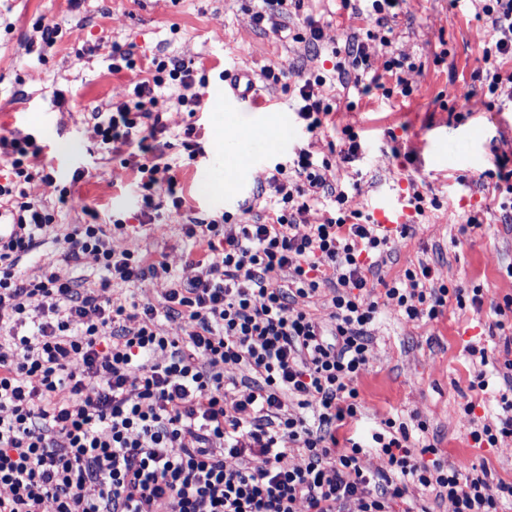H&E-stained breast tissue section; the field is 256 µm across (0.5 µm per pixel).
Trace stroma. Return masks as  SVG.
<instances>
[{
    "mask_svg": "<svg viewBox=\"0 0 512 512\" xmlns=\"http://www.w3.org/2000/svg\"><path fill=\"white\" fill-rule=\"evenodd\" d=\"M257 0H161L146 10L141 0H0V135L16 132L34 136L51 164L52 183L34 180L29 189L56 213L55 234L71 225L89 223L87 209L111 227L114 219L134 223L143 204V190L133 167L100 145L93 132L97 108L119 102V94L149 78L153 60L179 58L191 63L194 75L205 78L198 112L178 106L174 90L161 88L157 110L165 127L151 144L173 166L186 200L174 210L162 190L152 203L158 223L132 237H113L115 249L136 247L151 259L163 260L182 271L192 250L183 224L199 218L265 222L267 208L277 201L271 177L279 163L310 146L317 158L329 160L336 182L348 199L346 209L368 216L378 193L411 196L420 191L423 213L408 210L407 236L395 237L378 273L393 280L412 264L433 268L448 287H478L481 308L458 309L448 304L435 320L406 321L394 308L381 309L372 333L370 360L358 380L363 417L355 436L370 442L382 417L418 416L426 436L451 467L483 466L512 482V438L497 446H478L470 436V421L461 405L476 404L475 419H493L497 391L503 381L491 377L487 391L471 389L473 364L469 345L486 348L497 358L503 341L489 336L492 303L512 295V221H505L492 184L483 171L494 163V146L512 144V101L500 99L486 107L475 73L483 67L482 47L490 23L476 17L474 7H452L450 0H408L406 8L389 17L392 45L381 51L370 35L375 27L366 15L344 6L343 0H305L300 11L277 16L276 28L256 25ZM56 26L54 46L34 52L41 35L37 21ZM321 27L320 44L309 40L310 26ZM357 38L370 56L369 68L353 64L346 53L348 38ZM131 47L135 69L113 71L112 46ZM406 56L400 76L385 72L388 54ZM346 70L344 82L329 87L333 112L322 133L307 138L287 106L301 75L326 72L334 63ZM272 69L274 79L263 72ZM243 69L253 73L259 93L278 99L268 112L231 110L224 102V75ZM379 74L370 84V74ZM408 81L404 94L398 78ZM362 113L364 123L350 124L348 112ZM277 125L283 136L263 137L260 129ZM353 125L362 151L349 163L337 149L342 130ZM195 127L199 154L184 146L183 131ZM255 131L251 141L237 139L242 129ZM229 143L241 152L240 173L224 181V161L211 151ZM402 154L393 157L392 146ZM85 176L73 181L74 170ZM70 188L86 210L63 207L59 191ZM481 228L467 229L471 214ZM19 270L27 278L54 271L83 287L98 282L93 257L65 261L60 244L49 241L24 258Z\"/></svg>",
    "mask_w": 512,
    "mask_h": 512,
    "instance_id": "stroma-1",
    "label": "stroma"
}]
</instances>
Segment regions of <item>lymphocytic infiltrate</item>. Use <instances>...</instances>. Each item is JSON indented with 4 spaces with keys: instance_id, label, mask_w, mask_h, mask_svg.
<instances>
[{
    "instance_id": "1",
    "label": "lymphocytic infiltrate",
    "mask_w": 512,
    "mask_h": 512,
    "mask_svg": "<svg viewBox=\"0 0 512 512\" xmlns=\"http://www.w3.org/2000/svg\"><path fill=\"white\" fill-rule=\"evenodd\" d=\"M491 22L482 48L485 95L512 96V0H471ZM177 85L181 106H199L191 65L157 62L126 101L98 111L103 145L144 153L142 188H174L170 163L150 157L161 130L157 88ZM326 79L303 78L291 107L308 134L332 106ZM43 149L29 135L0 137L15 180L0 184L16 233L0 242V512H415L410 488L435 492L451 512H501L512 483L484 468L447 467L434 444L414 449L397 417L371 444L339 438L362 416L356 382L369 363L368 332L381 302L409 321L436 319L448 302L479 305L480 289L436 284L412 265L373 298L369 276L391 238L360 212L325 216L296 233L329 187V162L296 152L295 185L277 184L265 224L192 221L199 247L183 274L137 249L112 246L124 233L78 224L66 259L93 256L98 288L55 272L22 277L21 259L46 242L55 216L27 190ZM171 279L161 304L101 298L113 282ZM321 297L328 322L294 308ZM177 322V334L162 326ZM244 369L241 380L225 377ZM380 467H364L367 455ZM300 457L289 465V457Z\"/></svg>"
}]
</instances>
